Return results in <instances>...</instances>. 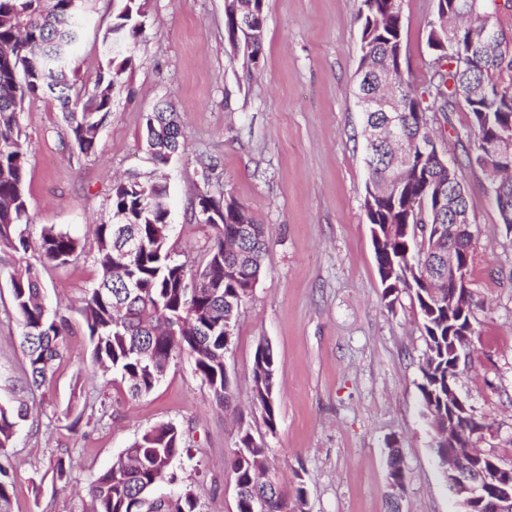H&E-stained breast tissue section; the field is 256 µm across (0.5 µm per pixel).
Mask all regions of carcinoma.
Listing matches in <instances>:
<instances>
[{
  "mask_svg": "<svg viewBox=\"0 0 512 512\" xmlns=\"http://www.w3.org/2000/svg\"><path fill=\"white\" fill-rule=\"evenodd\" d=\"M456 0H435L428 22L427 44L432 63L428 79L416 89L402 78L404 93L393 106L405 113L404 137L411 148L438 136L433 127L436 114L445 121L464 105L470 124L457 141L469 144L468 164L484 167L491 159L481 152L491 136L512 138V60L508 50L493 56L471 51L472 40L487 27L501 29L498 16L485 5L478 13L460 20L453 11ZM359 13L362 57L356 75V99L381 95V78L402 68L401 0H362ZM252 14V25L241 28L236 15ZM458 22L461 57L448 53V20ZM140 23L132 9L116 16L103 49L110 62L125 66L131 57L124 47L131 44ZM225 29L233 46L244 42L251 61H256L263 40V0H226ZM79 37V21L70 0H0V248L20 256L11 276L12 303L21 325L20 341L25 356L27 384L39 388L49 382L55 365L65 357L69 320L46 303L39 270L26 261L31 249L24 176L28 163L18 125L17 104L27 98L51 94L59 102L80 152L95 151L100 132L111 112L114 79L99 76L88 103L71 97L70 67ZM148 151L165 164L182 148V133L173 112H152L144 136ZM392 157L381 154L370 170L375 212L370 220L389 230L393 279L409 276L405 290L414 294L426 338L428 370L423 372L422 405L430 407L432 428L448 429V372L455 355L448 337L456 332L458 314H448V263L425 243L423 237L405 233L408 224L450 225L448 211L436 212L429 200L438 186L455 187L463 207H468L458 170L437 167L427 160L405 168L393 182ZM167 184L150 176L117 183L112 193V224L94 225L93 264L97 281L85 291L77 313L82 317L96 364L119 372L133 397L150 393L163 369L186 354L194 371L213 393L217 404L229 405L231 381L224 365L228 349L224 326L237 325L247 290L257 281L268 248L265 226L255 221L245 206H224V217L214 222L198 210V221L216 230L199 265L177 261L168 246L169 210ZM136 226L143 242L141 251L127 252L116 224ZM445 250L469 257L474 254L473 236L444 235ZM42 260L62 267L82 249L79 239L54 227L42 228L36 240ZM122 262L141 288L128 295L112 279V264ZM276 360L273 349H256L251 368L252 400L264 414L269 429L275 426ZM28 408L0 406V450L13 440ZM186 451L181 430L161 423L145 430L112 466L89 483L86 512H196L193 495L184 492L170 499L149 501L154 485L168 474L172 460ZM240 488L237 512H296L306 489L298 485L293 501L277 482L265 479L269 472L265 444L244 430L236 448L225 459ZM12 463L0 458V512H9L13 480Z\"/></svg>",
  "mask_w": 512,
  "mask_h": 512,
  "instance_id": "obj_1",
  "label": "carcinoma"
}]
</instances>
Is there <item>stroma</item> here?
<instances>
[{
    "mask_svg": "<svg viewBox=\"0 0 512 512\" xmlns=\"http://www.w3.org/2000/svg\"><path fill=\"white\" fill-rule=\"evenodd\" d=\"M140 12L132 60L115 79L112 109L97 151L73 146L53 97L25 100L19 114L31 236L52 226L78 237L84 253L64 267L41 266L52 305L70 306L68 351L50 383L29 390L15 335L19 318L10 276L18 254L0 250V405L28 401L31 414L6 453L14 465L12 512H84L89 480L146 429L173 423L190 453L176 457L151 496L191 491L198 512H237L224 466L241 430L268 448L281 491H307V512H454L438 468L420 386L426 343L407 291L383 297L364 209L369 173L362 114L354 97L361 56L362 0H264L257 61L234 50L225 0H84L74 47L73 92L88 98L109 69L102 40L127 4ZM403 70L423 83L432 0H402ZM178 112L186 150L156 167L145 144L159 101ZM453 130L439 145L460 158L476 249L470 268L474 333L459 365L457 390L489 431L475 444L512 466V233L499 223L485 173L464 164ZM170 186L175 258L198 255L211 231L194 216L196 197L230 192L264 224L263 272L240 309L225 364L235 392L218 407L188 356L174 359L156 387L131 398L120 375L102 372L79 314L97 277L91 227L112 221L118 179L153 171ZM276 355V415L267 427L251 397L259 343ZM92 406L98 425L73 433ZM401 448L404 490L393 499L390 446ZM64 461L70 483L55 481Z\"/></svg>",
    "mask_w": 512,
    "mask_h": 512,
    "instance_id": "stroma-1",
    "label": "stroma"
}]
</instances>
